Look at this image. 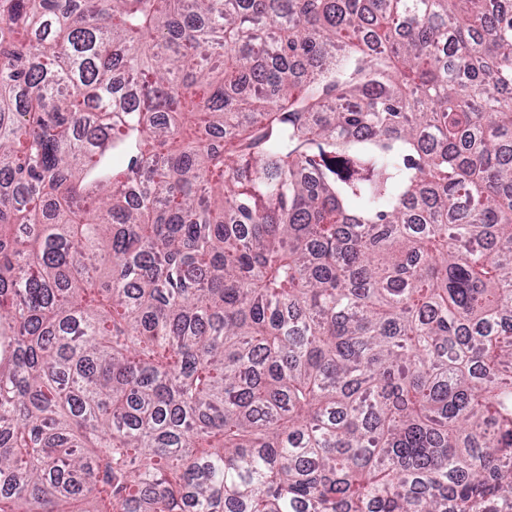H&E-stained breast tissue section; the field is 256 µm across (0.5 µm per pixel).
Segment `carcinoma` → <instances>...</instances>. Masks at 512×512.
<instances>
[{"label":"carcinoma","instance_id":"cac0c4a2","mask_svg":"<svg viewBox=\"0 0 512 512\" xmlns=\"http://www.w3.org/2000/svg\"><path fill=\"white\" fill-rule=\"evenodd\" d=\"M0 512H512V0H0Z\"/></svg>","mask_w":512,"mask_h":512}]
</instances>
